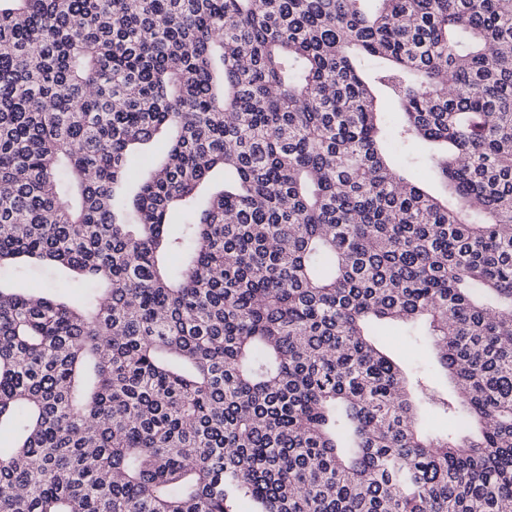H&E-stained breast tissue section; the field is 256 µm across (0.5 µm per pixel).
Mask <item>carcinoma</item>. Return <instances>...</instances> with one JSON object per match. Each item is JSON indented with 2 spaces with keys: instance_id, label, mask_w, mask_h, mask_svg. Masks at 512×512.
Masks as SVG:
<instances>
[{
  "instance_id": "cac0c4a2",
  "label": "carcinoma",
  "mask_w": 512,
  "mask_h": 512,
  "mask_svg": "<svg viewBox=\"0 0 512 512\" xmlns=\"http://www.w3.org/2000/svg\"><path fill=\"white\" fill-rule=\"evenodd\" d=\"M362 2L0 0V512H512V0ZM24 288H29L31 292L37 294L55 295L57 291L62 292L64 299H72L81 293L82 288H77L69 275H64L61 279H53L44 274L27 275L22 283ZM380 330L384 334L386 347L396 357L403 360L413 369L417 366L425 367L434 363V351L425 342H416V336H404L405 328L400 325H383Z\"/></svg>"
}]
</instances>
